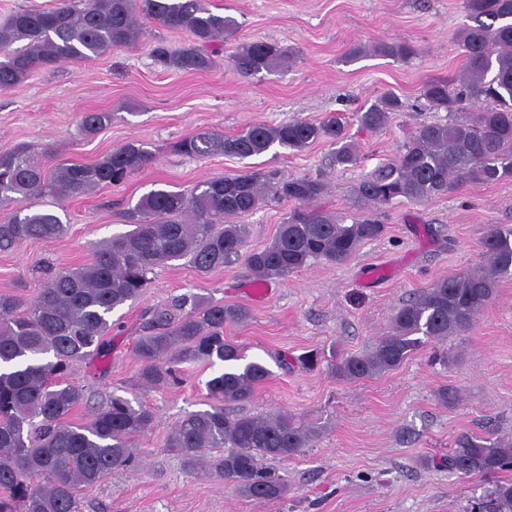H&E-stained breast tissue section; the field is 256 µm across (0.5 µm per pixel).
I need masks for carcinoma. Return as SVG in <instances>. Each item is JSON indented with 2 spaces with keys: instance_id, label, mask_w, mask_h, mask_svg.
<instances>
[{
  "instance_id": "cac0c4a2",
  "label": "carcinoma",
  "mask_w": 512,
  "mask_h": 512,
  "mask_svg": "<svg viewBox=\"0 0 512 512\" xmlns=\"http://www.w3.org/2000/svg\"><path fill=\"white\" fill-rule=\"evenodd\" d=\"M472 23L458 33L465 55L460 88L445 78L424 82L426 107L448 113L444 123L417 128L391 162L364 178L357 198L376 205L396 200L423 202L448 194L467 182L496 183L512 177V0H467ZM161 28L184 32L190 43L153 48L166 68L203 72L214 64V43L235 31V20L212 12L207 0H58L47 10L21 9L0 23V90L12 88L35 71L55 64L101 57L119 46H134L140 18ZM377 51L406 60L414 49L406 43H383ZM244 76L272 73L288 62V50L253 41L232 57ZM488 106L471 116L469 105ZM407 103L388 93L361 112V128L384 127L392 112ZM110 112H85L78 128L93 135L111 125ZM340 119L316 124L302 120L257 124L224 137L199 132L175 145V151L205 157L224 154L239 159L260 156L274 146L302 149L320 139L335 145L329 165L357 163L355 144L347 140ZM155 162L144 144L128 143L93 165L62 163L47 173L36 155L21 147L0 154V208L18 197L51 196L62 202L104 184H123ZM326 190L311 177L288 180L273 171L243 170L202 184L191 193L155 189L126 215L133 229L95 245L89 264L48 273L36 300L0 294V512H76L79 492L95 488L114 470L135 462L132 440L151 428V410L113 394L92 417L71 419L82 404L83 387L70 381L75 362L109 353L112 313L139 299L152 283L150 274L171 261L188 259L199 272L224 267L242 257L257 282L283 279L315 261L340 264L364 243L377 239L385 225L371 217L345 224L331 211L313 205ZM292 201L295 207L266 246L247 249L241 224L226 215H246L266 199ZM67 230L50 212L14 211L0 223V251L27 240H48ZM485 263L475 272L434 281L409 298L391 319L390 334L372 350L335 363L336 376L347 381L372 378L400 367L421 345V337L445 340L471 330L477 316L495 298L496 285L512 273V227L490 225L482 242ZM250 312L198 295H183L143 315L134 346L138 380L160 388L183 361L228 364L208 381L215 404L186 415L167 439L190 469L206 466L233 483L246 497L277 501L288 485L263 465L286 460L310 447L315 431L290 413L232 417L224 404L250 400L268 377L260 362L243 368L241 349L224 336V326L240 324ZM224 454L204 461L206 451ZM448 470L491 484L474 512H512V440L463 433L448 448Z\"/></svg>"
}]
</instances>
